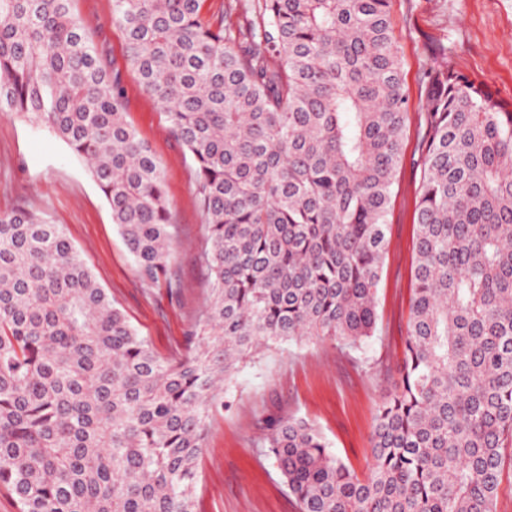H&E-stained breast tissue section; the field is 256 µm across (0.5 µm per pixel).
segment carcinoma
Instances as JSON below:
<instances>
[{
	"mask_svg": "<svg viewBox=\"0 0 512 512\" xmlns=\"http://www.w3.org/2000/svg\"><path fill=\"white\" fill-rule=\"evenodd\" d=\"M73 0H0V112L88 166L143 281L168 277L161 166ZM112 0L127 64L194 166L212 294L157 355L63 229L0 213V486L18 512H195L222 382L269 342L376 332L408 97L391 0ZM400 378L358 477L302 419L256 447L300 512H497L512 445V101L431 52Z\"/></svg>",
	"mask_w": 512,
	"mask_h": 512,
	"instance_id": "1",
	"label": "carcinoma"
}]
</instances>
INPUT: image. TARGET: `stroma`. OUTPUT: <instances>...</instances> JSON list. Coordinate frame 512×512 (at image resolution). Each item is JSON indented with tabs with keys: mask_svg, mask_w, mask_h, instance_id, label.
<instances>
[{
	"mask_svg": "<svg viewBox=\"0 0 512 512\" xmlns=\"http://www.w3.org/2000/svg\"><path fill=\"white\" fill-rule=\"evenodd\" d=\"M89 40L123 76L128 123L159 161L172 212L173 257L180 284L144 283L86 164L49 129L0 115V213L18 208L63 225L92 275L161 357L176 358L211 294L201 262L205 225L193 201L185 148L167 129L156 99L128 67L124 39L109 22L112 0H73ZM403 52L410 112L387 216V246L377 292V330L363 349L340 352L316 337L274 344L247 357L224 383L198 460L197 512H298L272 461L254 442L263 419L302 418L358 476L372 461L378 404L398 378L414 288L415 201L423 178L420 87L430 48L444 44L456 69L512 100V0H391Z\"/></svg>",
	"mask_w": 512,
	"mask_h": 512,
	"instance_id": "1",
	"label": "stroma"
}]
</instances>
